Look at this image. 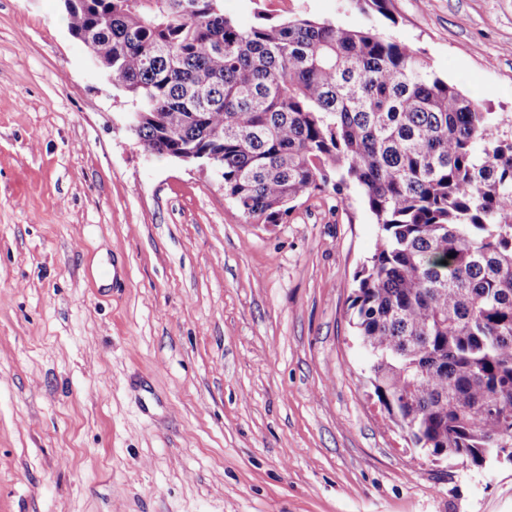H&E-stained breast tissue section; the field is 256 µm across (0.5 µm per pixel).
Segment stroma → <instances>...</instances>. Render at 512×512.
<instances>
[{
  "mask_svg": "<svg viewBox=\"0 0 512 512\" xmlns=\"http://www.w3.org/2000/svg\"><path fill=\"white\" fill-rule=\"evenodd\" d=\"M376 32L512 134V0H223ZM62 0H0V512H512V464L408 448L368 381L357 189L245 223L146 154Z\"/></svg>",
  "mask_w": 512,
  "mask_h": 512,
  "instance_id": "1",
  "label": "stroma"
}]
</instances>
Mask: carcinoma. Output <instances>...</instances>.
<instances>
[{
  "label": "carcinoma",
  "instance_id": "obj_1",
  "mask_svg": "<svg viewBox=\"0 0 512 512\" xmlns=\"http://www.w3.org/2000/svg\"><path fill=\"white\" fill-rule=\"evenodd\" d=\"M63 6L142 113L143 150L222 155L245 221L362 191L379 233L350 309L373 394L408 447L493 459L512 433V137L493 113L372 28L263 14L242 28L222 0Z\"/></svg>",
  "mask_w": 512,
  "mask_h": 512
}]
</instances>
